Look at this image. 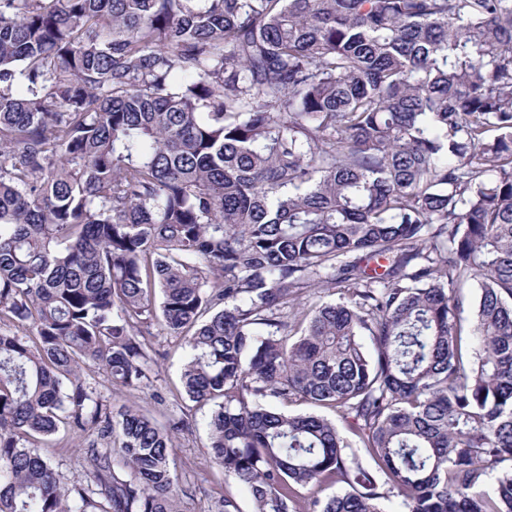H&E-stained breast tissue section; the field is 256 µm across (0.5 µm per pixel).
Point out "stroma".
Instances as JSON below:
<instances>
[{
    "instance_id": "stroma-1",
    "label": "stroma",
    "mask_w": 512,
    "mask_h": 512,
    "mask_svg": "<svg viewBox=\"0 0 512 512\" xmlns=\"http://www.w3.org/2000/svg\"><path fill=\"white\" fill-rule=\"evenodd\" d=\"M140 341L152 358L148 387L115 389L106 373L94 367L85 369L86 382L96 387L108 404L138 409L160 425H167L174 417L185 420V428L172 438L170 456L177 512H219L227 497L235 500L240 512H253L247 488L234 477L225 475L210 457L206 427L210 407L197 406L185 397L181 374L189 351L184 342L168 335L157 324L152 325ZM88 442V435L62 428L50 438L43 453L66 472L71 481L83 483L94 468L87 451Z\"/></svg>"
}]
</instances>
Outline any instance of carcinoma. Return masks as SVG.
<instances>
[{
	"mask_svg": "<svg viewBox=\"0 0 512 512\" xmlns=\"http://www.w3.org/2000/svg\"><path fill=\"white\" fill-rule=\"evenodd\" d=\"M156 320L254 512H386L268 398L408 512H512V0H0V512H174L182 422L82 379L148 386ZM62 427L119 453L72 482ZM268 404L273 408L288 412L290 414L313 412L336 422V425L351 446V448L347 449V452H354L356 455V460L359 462V464L375 474L378 485L382 487L380 491L386 492L388 490V486L384 484V475L376 470V465L370 455L364 450V448H360L361 445L358 437H356L341 421L337 420L334 411L328 408L316 407L310 404H293L282 406L273 399L269 400Z\"/></svg>",
	"mask_w": 512,
	"mask_h": 512,
	"instance_id": "cac0c4a2",
	"label": "carcinoma"
}]
</instances>
